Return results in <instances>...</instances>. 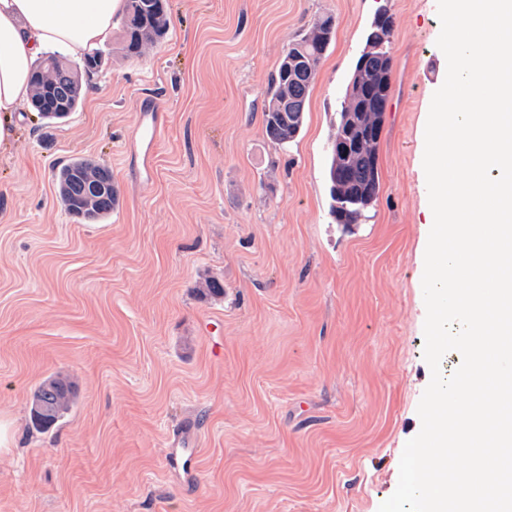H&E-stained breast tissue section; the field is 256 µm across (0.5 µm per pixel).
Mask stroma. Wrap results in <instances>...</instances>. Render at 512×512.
I'll return each instance as SVG.
<instances>
[{"label": "stroma", "instance_id": "stroma-1", "mask_svg": "<svg viewBox=\"0 0 512 512\" xmlns=\"http://www.w3.org/2000/svg\"><path fill=\"white\" fill-rule=\"evenodd\" d=\"M143 55L120 29L61 121L23 112L0 152V512H378L395 491L431 379L422 289L423 154L447 62L437 0H168ZM395 17L377 146L381 191L362 223L328 214V145L364 33ZM302 131L264 132L271 76L319 17ZM164 116L143 181L142 105ZM108 167L100 224L63 206L58 170ZM219 281L224 292H209ZM74 407L30 421L48 377ZM202 449L194 481L164 469L173 430Z\"/></svg>", "mask_w": 512, "mask_h": 512}]
</instances>
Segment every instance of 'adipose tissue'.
I'll return each instance as SVG.
<instances>
[{
    "instance_id": "obj_1",
    "label": "adipose tissue",
    "mask_w": 512,
    "mask_h": 512,
    "mask_svg": "<svg viewBox=\"0 0 512 512\" xmlns=\"http://www.w3.org/2000/svg\"><path fill=\"white\" fill-rule=\"evenodd\" d=\"M125 0H0V151L16 136L15 113L30 104L31 68L45 52L79 58L108 41Z\"/></svg>"
}]
</instances>
